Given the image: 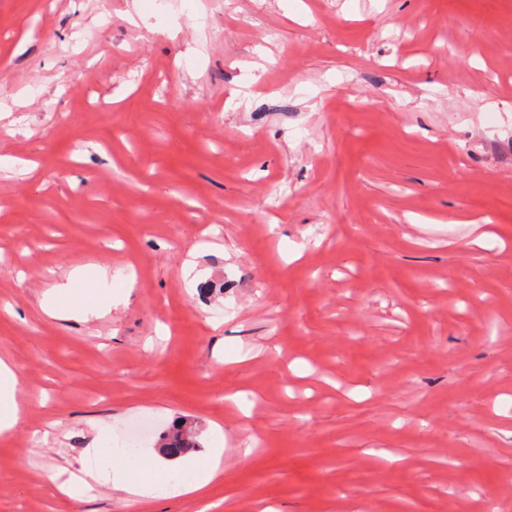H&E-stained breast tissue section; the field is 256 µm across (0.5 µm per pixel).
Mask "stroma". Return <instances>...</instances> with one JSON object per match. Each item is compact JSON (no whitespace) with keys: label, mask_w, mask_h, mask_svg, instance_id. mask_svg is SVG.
Masks as SVG:
<instances>
[{"label":"stroma","mask_w":512,"mask_h":512,"mask_svg":"<svg viewBox=\"0 0 512 512\" xmlns=\"http://www.w3.org/2000/svg\"><path fill=\"white\" fill-rule=\"evenodd\" d=\"M4 153L0 512H512V0H0ZM140 418L220 480L61 492ZM112 306V269L77 266L66 276V283L49 291L41 304L52 319L74 315L95 316ZM27 395L23 390L20 369L0 358V434L13 430L19 423Z\"/></svg>","instance_id":"stroma-1"}]
</instances>
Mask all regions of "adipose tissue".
Listing matches in <instances>:
<instances>
[{"mask_svg": "<svg viewBox=\"0 0 512 512\" xmlns=\"http://www.w3.org/2000/svg\"><path fill=\"white\" fill-rule=\"evenodd\" d=\"M111 305V268L78 266L68 273L64 284L45 295L41 309L49 318L64 319L94 316ZM25 399L19 367L0 359L1 435L18 425ZM220 457V449L215 448L204 457L184 456L176 468L167 467L158 456L134 461L116 457L107 467L93 472L92 477L134 497L147 495L155 487H169L179 495L195 494L220 478Z\"/></svg>", "mask_w": 512, "mask_h": 512, "instance_id": "ef3b65f1", "label": "adipose tissue"}]
</instances>
